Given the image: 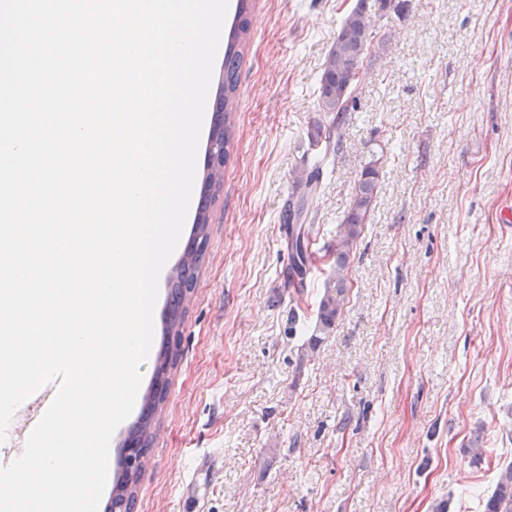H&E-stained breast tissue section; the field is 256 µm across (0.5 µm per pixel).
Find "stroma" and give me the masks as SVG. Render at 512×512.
Segmentation results:
<instances>
[{"label": "stroma", "instance_id": "35a3bbf8", "mask_svg": "<svg viewBox=\"0 0 512 512\" xmlns=\"http://www.w3.org/2000/svg\"><path fill=\"white\" fill-rule=\"evenodd\" d=\"M356 0H253L233 148L134 512H484L512 462V0L373 17L339 150L306 129ZM380 186L314 355L320 260L292 285L291 174L328 246Z\"/></svg>", "mask_w": 512, "mask_h": 512}]
</instances>
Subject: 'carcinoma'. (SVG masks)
I'll use <instances>...</instances> for the list:
<instances>
[{
	"label": "carcinoma",
	"mask_w": 512,
	"mask_h": 512,
	"mask_svg": "<svg viewBox=\"0 0 512 512\" xmlns=\"http://www.w3.org/2000/svg\"><path fill=\"white\" fill-rule=\"evenodd\" d=\"M251 0H238L235 19L229 29L224 47V80L221 97L223 123H214L212 141L214 148L203 172L205 206L195 219L188 247L170 277L171 289L164 316L163 339L155 364L153 385L144 397V411L128 431L125 442L135 445L137 455L146 458L153 438L154 414L163 404L166 375L176 364L175 348L180 340L183 318L197 284V270L203 262L208 245L209 206L221 190L224 167L230 156L235 131L237 90L244 48L250 34ZM372 26L367 16V0H356L355 6L343 18L336 38L332 42L324 63L317 98V117L307 127L306 138L311 149L328 152L341 140L340 129L349 112V100L360 82L359 63L371 43ZM379 160H374L356 180L342 224L336 239L326 253L333 258L331 274L320 298L317 312V330L320 335L308 342L310 352H315L324 337L330 335L342 316L350 284L348 265L355 253L359 239L369 223L373 202L379 188ZM319 170L298 168L294 172L292 194L284 222L289 224L288 247L296 256L298 275L306 272L310 251V230L306 224L319 198ZM140 471L122 464L112 482V493L105 512H133L136 485ZM485 512H512V462L500 470L491 495L485 503Z\"/></svg>",
	"instance_id": "obj_1"
}]
</instances>
